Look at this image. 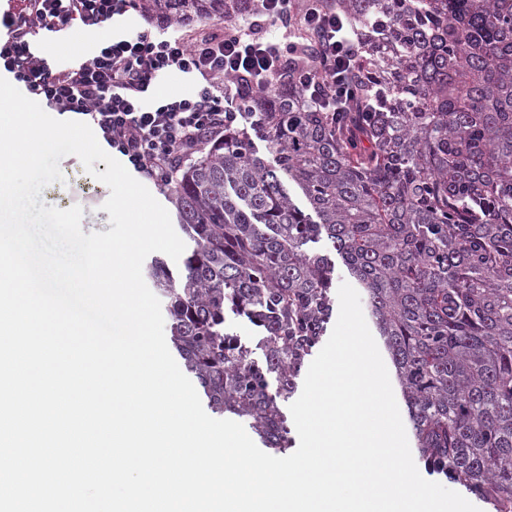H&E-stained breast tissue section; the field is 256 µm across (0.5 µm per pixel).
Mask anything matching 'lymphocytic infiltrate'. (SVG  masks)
I'll return each instance as SVG.
<instances>
[{
  "mask_svg": "<svg viewBox=\"0 0 512 512\" xmlns=\"http://www.w3.org/2000/svg\"><path fill=\"white\" fill-rule=\"evenodd\" d=\"M135 7L136 0H13L0 14L7 31L0 65L28 94L97 126L112 150L158 185H170L180 164L220 141L225 123L239 118L236 79L274 86L296 28L310 34L315 60L296 73V87L330 110L349 94L352 33L322 0H311L301 12L295 0H243L222 31L198 35L171 25L125 28ZM265 17L278 24L268 37L256 33ZM75 23L92 37L88 57L60 67L33 52L37 32L64 31ZM174 72L199 79L195 96H155L156 84Z\"/></svg>",
  "mask_w": 512,
  "mask_h": 512,
  "instance_id": "obj_1",
  "label": "lymphocytic infiltrate"
}]
</instances>
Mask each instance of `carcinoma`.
<instances>
[{
  "mask_svg": "<svg viewBox=\"0 0 512 512\" xmlns=\"http://www.w3.org/2000/svg\"><path fill=\"white\" fill-rule=\"evenodd\" d=\"M139 2L191 20L236 0ZM331 2L358 45L345 109L292 89L310 63L298 32L279 86H243L242 119L170 189L185 251L148 272L172 348L211 412L285 453L280 401L336 303L326 238L366 293L428 470L512 512V0ZM230 317L262 332L263 358Z\"/></svg>",
  "mask_w": 512,
  "mask_h": 512,
  "instance_id": "1",
  "label": "carcinoma"
}]
</instances>
